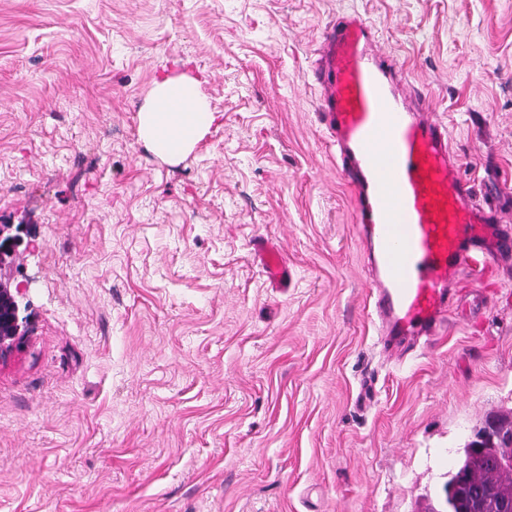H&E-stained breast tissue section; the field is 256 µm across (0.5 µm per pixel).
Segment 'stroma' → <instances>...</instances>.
I'll use <instances>...</instances> for the list:
<instances>
[{
  "label": "stroma",
  "mask_w": 512,
  "mask_h": 512,
  "mask_svg": "<svg viewBox=\"0 0 512 512\" xmlns=\"http://www.w3.org/2000/svg\"><path fill=\"white\" fill-rule=\"evenodd\" d=\"M357 14L512 220V0H0V512H427L512 421V255L387 353L324 135L322 33ZM185 71L218 119L138 134ZM287 258L267 278L254 245ZM139 112L140 137L172 160L187 154L216 121V112L199 91L198 79L185 72L156 80ZM27 288L28 283L24 281L16 283L13 288L11 283L5 286L0 282V359L7 356L24 339L19 311Z\"/></svg>",
  "instance_id": "1"
}]
</instances>
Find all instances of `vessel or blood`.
Here are the masks:
<instances>
[{
    "label": "vessel or blood",
    "instance_id": "obj_1",
    "mask_svg": "<svg viewBox=\"0 0 512 512\" xmlns=\"http://www.w3.org/2000/svg\"><path fill=\"white\" fill-rule=\"evenodd\" d=\"M323 47L319 109L353 193L379 333L387 344L434 337L459 271L483 274L512 249V230L460 175L446 124L404 64L378 48L369 22L337 20ZM255 252L269 280L287 284L282 255L262 242Z\"/></svg>",
    "mask_w": 512,
    "mask_h": 512
}]
</instances>
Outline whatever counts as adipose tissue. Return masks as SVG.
I'll use <instances>...</instances> for the list:
<instances>
[{"label": "adipose tissue", "instance_id": "obj_1", "mask_svg": "<svg viewBox=\"0 0 512 512\" xmlns=\"http://www.w3.org/2000/svg\"><path fill=\"white\" fill-rule=\"evenodd\" d=\"M215 120L198 79L174 72L155 81L140 110L138 132L156 153L175 160L187 154Z\"/></svg>", "mask_w": 512, "mask_h": 512}]
</instances>
